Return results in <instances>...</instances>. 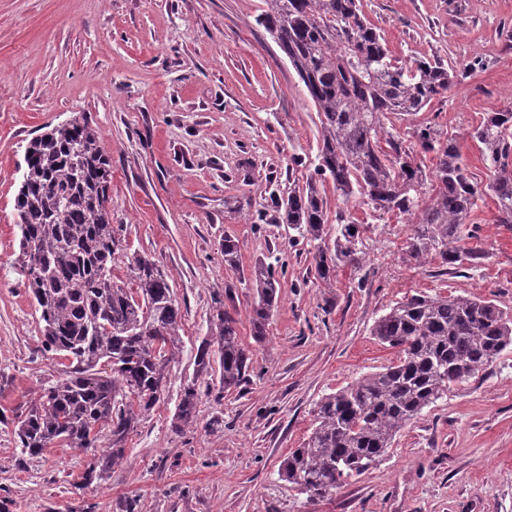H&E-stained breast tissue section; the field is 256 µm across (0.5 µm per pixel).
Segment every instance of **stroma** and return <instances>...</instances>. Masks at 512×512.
<instances>
[{
    "instance_id": "1",
    "label": "stroma",
    "mask_w": 512,
    "mask_h": 512,
    "mask_svg": "<svg viewBox=\"0 0 512 512\" xmlns=\"http://www.w3.org/2000/svg\"><path fill=\"white\" fill-rule=\"evenodd\" d=\"M404 64L435 59L453 86L385 134L413 145L430 126L455 135L478 184L491 174L468 136L512 105V0H362ZM263 0H0V512H512V347L397 435L384 459L311 503L280 479L324 394L397 357L374 321L417 291L490 300L512 313V227L492 202L472 214L478 269L410 263L406 217L377 219L325 185L328 215L366 227L361 271L316 278L313 249L278 202L316 163L319 120L285 54L257 22ZM97 130L111 162L112 222L127 252L154 258L182 310V347L165 401L142 418L125 458L82 487L85 454L61 446L20 458L8 419L65 376L39 347V315L21 271L14 210L27 144L73 115ZM240 245L236 268L222 243ZM284 270L263 342L251 335L257 263ZM251 353L248 383L212 382L198 426H173L183 383L208 333L212 292Z\"/></svg>"
}]
</instances>
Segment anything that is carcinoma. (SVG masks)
<instances>
[{"label":"carcinoma","instance_id":"obj_1","mask_svg":"<svg viewBox=\"0 0 512 512\" xmlns=\"http://www.w3.org/2000/svg\"><path fill=\"white\" fill-rule=\"evenodd\" d=\"M259 24L288 58L320 123L317 164L305 188L282 202L289 227L307 242L317 278L332 284L341 265H361V225L336 214V239L325 245L324 183L344 200L357 198L374 213L412 218L404 251L418 263L473 270L483 252L462 244L478 202L494 201L496 222L512 226V109L491 112L469 132L493 178L474 180L458 140L415 131L432 169L395 138L379 146L383 119L409 118L448 92L453 70L437 60L404 65L368 24L360 0H264ZM14 199L21 231L22 272L36 304L41 346L69 361L66 378L35 393L13 421L21 457L58 444L85 452L88 487L125 456L140 418L161 401L170 363L181 350L182 311L167 273L144 254L123 251L112 224L109 160L97 131L82 115L58 125L25 149ZM224 265L237 267L239 243L224 238ZM125 258L132 287L112 279ZM251 325L261 341L277 308L280 278L268 264L251 272ZM210 332L195 354L193 379L183 385L176 428L197 426L206 379L219 370L229 392L247 381L251 356L237 322L212 293ZM371 335L398 356L319 399L311 432L288 453L279 475L322 501L347 480L382 461L396 436L424 410L490 367L512 346V315L495 303L459 295L416 293L379 317ZM112 374L96 372L101 360Z\"/></svg>","mask_w":512,"mask_h":512}]
</instances>
